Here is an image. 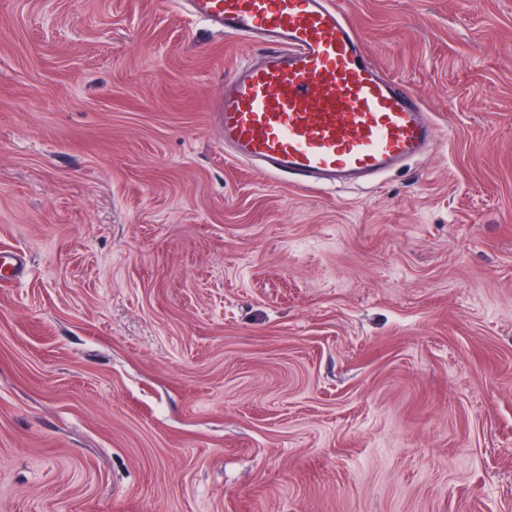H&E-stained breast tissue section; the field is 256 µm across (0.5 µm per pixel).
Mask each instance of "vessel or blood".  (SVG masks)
Here are the masks:
<instances>
[{
	"instance_id": "1",
	"label": "vessel or blood",
	"mask_w": 512,
	"mask_h": 512,
	"mask_svg": "<svg viewBox=\"0 0 512 512\" xmlns=\"http://www.w3.org/2000/svg\"><path fill=\"white\" fill-rule=\"evenodd\" d=\"M224 36L256 44L212 110L224 150L305 189L375 181L435 144L431 112L367 52L338 0H179ZM24 256L0 250V283Z\"/></svg>"
}]
</instances>
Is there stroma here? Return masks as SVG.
<instances>
[{
	"label": "stroma",
	"mask_w": 512,
	"mask_h": 512,
	"mask_svg": "<svg viewBox=\"0 0 512 512\" xmlns=\"http://www.w3.org/2000/svg\"><path fill=\"white\" fill-rule=\"evenodd\" d=\"M434 151L302 189L170 0H0V512H512V0H341ZM24 256L15 250H0V283L20 279L25 270Z\"/></svg>",
	"instance_id": "stroma-1"
}]
</instances>
